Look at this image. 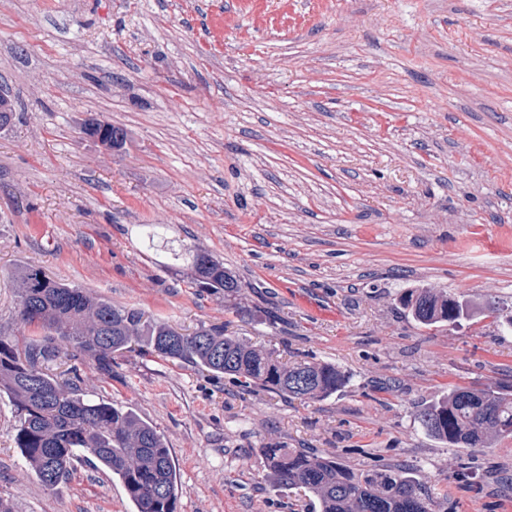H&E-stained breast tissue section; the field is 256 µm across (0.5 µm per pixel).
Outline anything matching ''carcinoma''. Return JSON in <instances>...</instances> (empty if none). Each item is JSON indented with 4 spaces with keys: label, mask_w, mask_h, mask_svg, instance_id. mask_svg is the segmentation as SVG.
I'll list each match as a JSON object with an SVG mask.
<instances>
[{
    "label": "carcinoma",
    "mask_w": 512,
    "mask_h": 512,
    "mask_svg": "<svg viewBox=\"0 0 512 512\" xmlns=\"http://www.w3.org/2000/svg\"><path fill=\"white\" fill-rule=\"evenodd\" d=\"M84 134L116 147L115 135L124 131L93 121ZM171 255L191 265L194 287L227 296L238 293L237 277L208 252L182 245L171 248ZM18 294L21 322L42 329L44 335L21 348L0 339V393L13 408L16 447L48 489L66 481L75 464L87 463L120 481L135 512H177L182 494L170 450L150 422L127 407L92 398L73 380L49 372L65 351L92 360L110 375L112 357L145 336L151 353L229 375L244 389L320 401L348 384L331 364L304 360L285 366L214 325H202L185 336L38 269L20 275ZM399 303L428 328L466 318L461 301L446 292L408 290ZM417 418L427 435L453 448L483 450L512 436V400L502 397L498 386L451 388L448 395L422 405ZM262 457L275 483L284 491L307 492L315 512H437L425 484L399 465L359 470L307 448L269 447L262 449Z\"/></svg>",
    "instance_id": "cac0c4a2"
}]
</instances>
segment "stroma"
<instances>
[{
  "label": "stroma",
  "mask_w": 512,
  "mask_h": 512,
  "mask_svg": "<svg viewBox=\"0 0 512 512\" xmlns=\"http://www.w3.org/2000/svg\"><path fill=\"white\" fill-rule=\"evenodd\" d=\"M0 338L26 269L184 334L206 325L283 363L326 362L322 401L243 392L146 349L90 360L79 385L164 437L177 512H310L263 448H315L356 469L429 478L439 512H512V438L451 448L420 404L512 385V0H0ZM121 127L107 148L81 126ZM209 252L241 282L192 288L144 225ZM415 288L467 301L426 328ZM0 398V495L16 512H134L109 472L42 486Z\"/></svg>",
  "instance_id": "stroma-1"
}]
</instances>
